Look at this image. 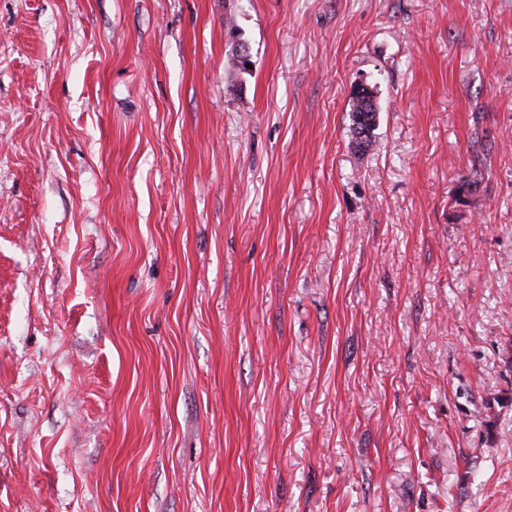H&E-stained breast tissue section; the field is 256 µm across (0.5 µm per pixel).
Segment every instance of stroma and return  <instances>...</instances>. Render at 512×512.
<instances>
[{
  "instance_id": "35a3bbf8",
  "label": "stroma",
  "mask_w": 512,
  "mask_h": 512,
  "mask_svg": "<svg viewBox=\"0 0 512 512\" xmlns=\"http://www.w3.org/2000/svg\"><path fill=\"white\" fill-rule=\"evenodd\" d=\"M0 512H512V0H0ZM363 92L356 91L354 93L355 98L350 111L352 122L350 145L357 151H367L373 146V131L376 127L378 114L376 103Z\"/></svg>"
}]
</instances>
